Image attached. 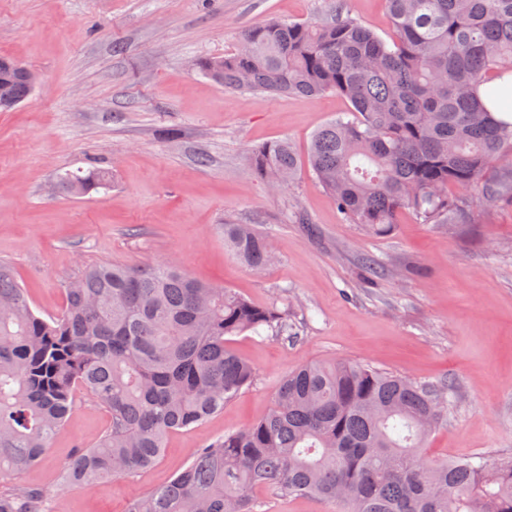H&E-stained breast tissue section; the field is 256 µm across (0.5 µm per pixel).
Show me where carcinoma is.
<instances>
[{
    "label": "carcinoma",
    "instance_id": "obj_1",
    "mask_svg": "<svg viewBox=\"0 0 512 512\" xmlns=\"http://www.w3.org/2000/svg\"><path fill=\"white\" fill-rule=\"evenodd\" d=\"M390 40L336 10L303 22L270 18L244 29L238 47L199 70L224 87L276 96L334 92L350 104L311 137L307 162L351 224L384 235L403 211L423 224H467L448 187H474L492 209L512 200V122L491 82L512 75V0H386ZM33 91L0 56V112ZM274 187L295 175L286 139L251 151ZM108 183L92 169L61 177L69 195ZM224 247L248 269L271 262L248 224L224 225ZM61 312L32 310L12 268L0 264V483L44 455L82 390L112 424L64 468L89 486L154 464L172 432L224 409L256 378L231 346L246 332L295 338L288 312L256 306L199 281L175 261L140 268L101 264L64 288ZM448 385L418 384L367 364L311 362L282 378L269 413L197 449L166 485L128 512H261L259 488L344 505V512H512V456L431 458L447 421ZM0 512H48L46 495L16 487Z\"/></svg>",
    "mask_w": 512,
    "mask_h": 512
}]
</instances>
